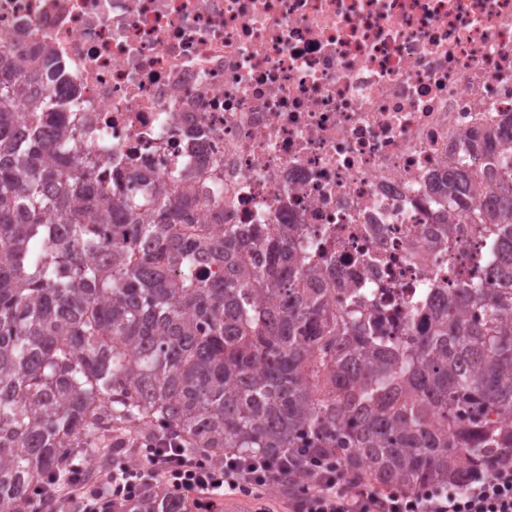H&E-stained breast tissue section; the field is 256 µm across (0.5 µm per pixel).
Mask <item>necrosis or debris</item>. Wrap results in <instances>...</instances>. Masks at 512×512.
Segmentation results:
<instances>
[{
	"instance_id": "necrosis-or-debris-1",
	"label": "necrosis or debris",
	"mask_w": 512,
	"mask_h": 512,
	"mask_svg": "<svg viewBox=\"0 0 512 512\" xmlns=\"http://www.w3.org/2000/svg\"><path fill=\"white\" fill-rule=\"evenodd\" d=\"M1 50L57 62L104 189L142 170L191 185L195 223L297 225L379 319L492 279L436 216L469 140L512 148V0H0Z\"/></svg>"
}]
</instances>
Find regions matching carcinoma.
<instances>
[{
  "instance_id": "1",
  "label": "carcinoma",
  "mask_w": 512,
  "mask_h": 512,
  "mask_svg": "<svg viewBox=\"0 0 512 512\" xmlns=\"http://www.w3.org/2000/svg\"><path fill=\"white\" fill-rule=\"evenodd\" d=\"M0 60V512H59L114 422L176 434L210 458L321 448L385 488L455 487L512 460V274L410 304L386 333L360 289L321 278L288 224L187 242L160 190L117 192L65 139L18 144L57 103ZM460 173L448 191L477 206ZM474 224L512 225V164ZM216 267L222 275H208ZM476 309L482 313L474 316ZM122 512H177L148 490Z\"/></svg>"
}]
</instances>
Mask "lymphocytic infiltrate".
I'll list each match as a JSON object with an SVG mask.
<instances>
[{
	"label": "lymphocytic infiltrate",
	"mask_w": 512,
	"mask_h": 512,
	"mask_svg": "<svg viewBox=\"0 0 512 512\" xmlns=\"http://www.w3.org/2000/svg\"><path fill=\"white\" fill-rule=\"evenodd\" d=\"M155 480L177 503L192 502L197 512H211L217 497L258 499L273 489L287 493L288 512H512V463L496 465L483 479L458 489L408 493L378 487L315 453L301 461L285 453L273 462L238 454L214 462L172 437L138 447L118 442L102 486L88 492L71 481L67 487L80 512H120Z\"/></svg>",
	"instance_id": "obj_1"
}]
</instances>
